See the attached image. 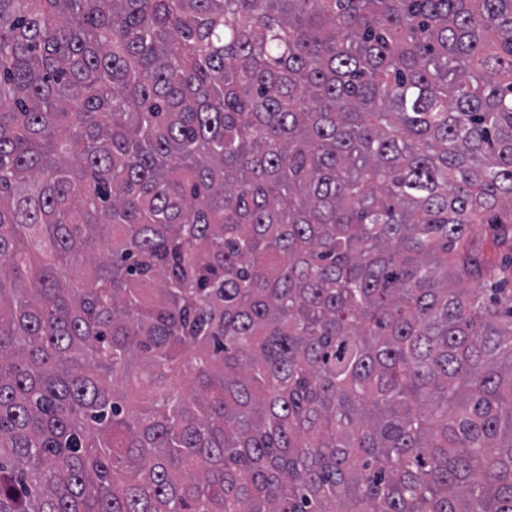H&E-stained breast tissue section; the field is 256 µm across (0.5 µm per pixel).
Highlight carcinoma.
Listing matches in <instances>:
<instances>
[{
  "instance_id": "cac0c4a2",
  "label": "carcinoma",
  "mask_w": 512,
  "mask_h": 512,
  "mask_svg": "<svg viewBox=\"0 0 512 512\" xmlns=\"http://www.w3.org/2000/svg\"><path fill=\"white\" fill-rule=\"evenodd\" d=\"M512 0H0V512H512Z\"/></svg>"
}]
</instances>
